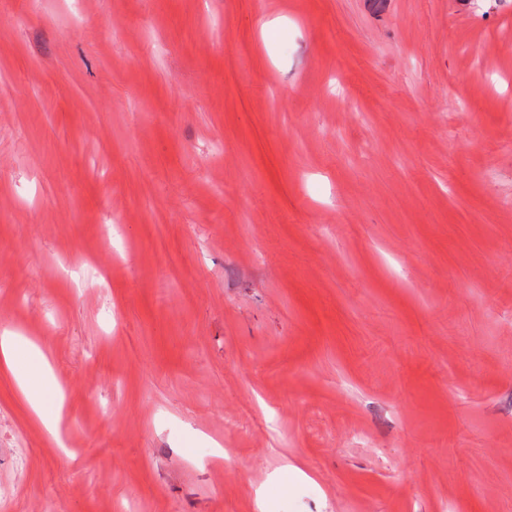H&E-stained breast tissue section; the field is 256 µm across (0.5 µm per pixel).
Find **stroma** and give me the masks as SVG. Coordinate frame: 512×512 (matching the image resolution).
<instances>
[{
	"mask_svg": "<svg viewBox=\"0 0 512 512\" xmlns=\"http://www.w3.org/2000/svg\"><path fill=\"white\" fill-rule=\"evenodd\" d=\"M511 136L512 0H0V512H512ZM0 356L7 367L19 370L18 389L28 402L32 415L51 437L58 438L62 402L57 398L59 387L43 352L20 336L3 334L0 336ZM49 402L55 407L53 417L47 411Z\"/></svg>",
	"mask_w": 512,
	"mask_h": 512,
	"instance_id": "1",
	"label": "stroma"
}]
</instances>
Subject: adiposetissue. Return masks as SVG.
<instances>
[{"label": "adipose tissue", "instance_id": "ef3b65f1", "mask_svg": "<svg viewBox=\"0 0 512 512\" xmlns=\"http://www.w3.org/2000/svg\"><path fill=\"white\" fill-rule=\"evenodd\" d=\"M0 362L18 369L20 394L47 433L57 436L59 419L49 415L47 406L56 402L59 388L43 352L21 337L5 334L0 336Z\"/></svg>", "mask_w": 512, "mask_h": 512}]
</instances>
